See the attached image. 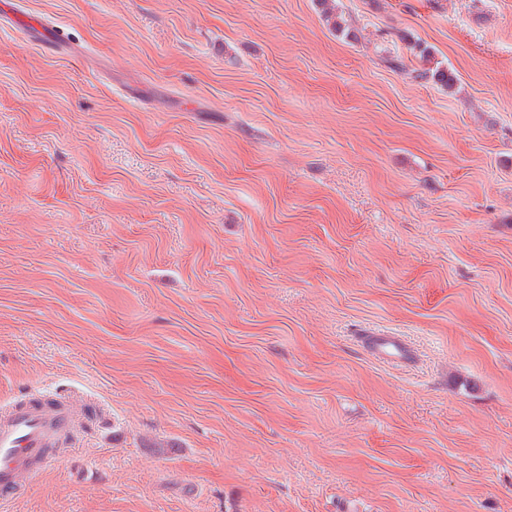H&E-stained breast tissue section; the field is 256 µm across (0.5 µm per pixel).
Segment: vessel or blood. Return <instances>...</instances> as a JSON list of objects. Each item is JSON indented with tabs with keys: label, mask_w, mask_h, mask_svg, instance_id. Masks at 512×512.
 Wrapping results in <instances>:
<instances>
[{
	"label": "vessel or blood",
	"mask_w": 512,
	"mask_h": 512,
	"mask_svg": "<svg viewBox=\"0 0 512 512\" xmlns=\"http://www.w3.org/2000/svg\"><path fill=\"white\" fill-rule=\"evenodd\" d=\"M375 354L400 355L398 337L378 334L365 337ZM74 416L67 404L53 406L29 401L0 408V501L15 495L25 480L56 465L57 457L46 447L54 435L70 430Z\"/></svg>",
	"instance_id": "obj_1"
}]
</instances>
